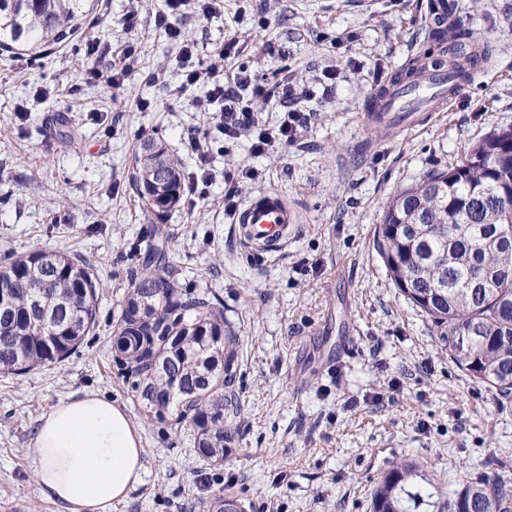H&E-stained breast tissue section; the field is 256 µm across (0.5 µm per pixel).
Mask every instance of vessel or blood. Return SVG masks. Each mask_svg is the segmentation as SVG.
I'll list each match as a JSON object with an SVG mask.
<instances>
[{
  "label": "vessel or blood",
  "instance_id": "b4317fda",
  "mask_svg": "<svg viewBox=\"0 0 512 512\" xmlns=\"http://www.w3.org/2000/svg\"><path fill=\"white\" fill-rule=\"evenodd\" d=\"M464 90V83L449 74L447 68H429L413 82L387 83L377 89L369 100L368 116L386 125L402 121L413 127L417 113L443 115ZM234 221L251 244L274 251L287 242L288 227L297 223L298 215L280 194L266 192L249 200Z\"/></svg>",
  "mask_w": 512,
  "mask_h": 512
}]
</instances>
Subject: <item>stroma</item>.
Wrapping results in <instances>:
<instances>
[{"label":"stroma","instance_id":"obj_1","mask_svg":"<svg viewBox=\"0 0 512 512\" xmlns=\"http://www.w3.org/2000/svg\"><path fill=\"white\" fill-rule=\"evenodd\" d=\"M88 2L78 36L37 58L0 57V258L65 254L103 283L97 324L77 352L0 375V512H61L36 486L32 441L40 419L78 390L126 406L141 431L144 482L111 512H202L201 498L221 490L252 512H370L375 483L405 458L452 490L490 459L512 478V398L457 367L373 248L394 194L512 126V0H459L456 25L492 58L450 112L394 130L363 114L409 59L441 56L427 38L430 0H223L212 15L187 12L179 26L203 63L306 88L297 141L261 156L250 155L248 136L227 139L196 112L208 85L183 87L180 45L154 22L162 0ZM230 38L239 54L218 59ZM129 45L135 69L111 87ZM193 135L210 143L212 178L163 227L183 289L220 294L241 338L238 412L226 417L234 441L220 464L197 454L190 430L132 408L112 349V318L138 269L131 247L154 230L133 184L134 153L143 139L162 140L189 174ZM231 181L239 203L272 190L297 211L282 249L240 240L224 214Z\"/></svg>","mask_w":512,"mask_h":512}]
</instances>
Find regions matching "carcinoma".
I'll return each instance as SVG.
<instances>
[{"label": "carcinoma", "mask_w": 512, "mask_h": 512, "mask_svg": "<svg viewBox=\"0 0 512 512\" xmlns=\"http://www.w3.org/2000/svg\"><path fill=\"white\" fill-rule=\"evenodd\" d=\"M81 0H0V50L58 45L81 29ZM455 73L475 58L470 36L442 30ZM134 181L148 218L161 221L179 204L185 178L177 158L155 139L135 153ZM512 126L500 128L463 160L429 172L387 205L373 246L389 279L436 327L448 355L476 382L512 396ZM137 253L112 338L115 365L133 404L177 430L193 431L200 456L220 463L232 431L224 403L237 408L240 336L224 319V300L207 288L189 292L160 238ZM0 373L21 376L65 361L96 325L101 282L93 268L63 255L35 252L0 265ZM423 466L394 464L376 483L372 512H512V480L502 466L443 499ZM206 512H246L217 492Z\"/></svg>", "instance_id": "cac0c4a2"}]
</instances>
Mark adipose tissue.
<instances>
[{
    "mask_svg": "<svg viewBox=\"0 0 512 512\" xmlns=\"http://www.w3.org/2000/svg\"><path fill=\"white\" fill-rule=\"evenodd\" d=\"M31 466L40 492L63 512H110L142 484L144 448L123 407L84 390L41 418Z\"/></svg>",
    "mask_w": 512,
    "mask_h": 512,
    "instance_id": "ef3b65f1",
    "label": "adipose tissue"
}]
</instances>
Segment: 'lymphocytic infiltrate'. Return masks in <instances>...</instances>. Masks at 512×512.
Returning <instances> with one entry per match:
<instances>
[{"label":"lymphocytic infiltrate","instance_id":"lymphocytic-infiltrate-1","mask_svg":"<svg viewBox=\"0 0 512 512\" xmlns=\"http://www.w3.org/2000/svg\"><path fill=\"white\" fill-rule=\"evenodd\" d=\"M220 0H166V9L157 14L155 23L164 28L167 34L180 40V63L184 86H191L199 81H206L209 89L205 97L194 100L197 111L206 112L214 103H221L222 109L217 115L218 125L224 136L229 139L249 135L250 150L262 155L275 144L296 141L304 117L295 109L294 103L299 94L296 87L281 81L274 86L254 82L250 75L238 73L234 78H225L223 70L217 65L202 66L194 52L191 41L184 39L177 20L186 9L210 15L217 11ZM277 99L283 109L281 123L275 127L266 126L253 107L254 100Z\"/></svg>","mask_w":512,"mask_h":512}]
</instances>
